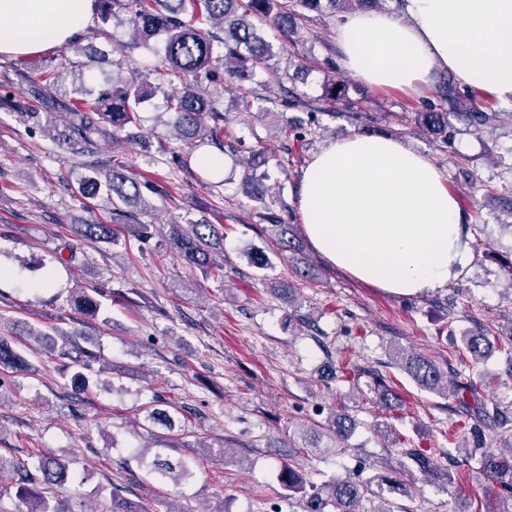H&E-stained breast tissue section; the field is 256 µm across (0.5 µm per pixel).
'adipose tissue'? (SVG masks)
<instances>
[{
	"instance_id": "obj_1",
	"label": "adipose tissue",
	"mask_w": 512,
	"mask_h": 512,
	"mask_svg": "<svg viewBox=\"0 0 512 512\" xmlns=\"http://www.w3.org/2000/svg\"><path fill=\"white\" fill-rule=\"evenodd\" d=\"M94 0H0V54L59 47ZM340 65L368 85L414 89L438 72L512 104V0H400L335 29ZM297 206L311 246L355 280L403 296L446 287L467 263L458 201L439 167L379 136L330 140L303 171Z\"/></svg>"
}]
</instances>
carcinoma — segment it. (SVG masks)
<instances>
[{
    "instance_id": "1",
    "label": "carcinoma",
    "mask_w": 512,
    "mask_h": 512,
    "mask_svg": "<svg viewBox=\"0 0 512 512\" xmlns=\"http://www.w3.org/2000/svg\"><path fill=\"white\" fill-rule=\"evenodd\" d=\"M382 0H99L103 23L126 15L130 43L147 45L162 36V47L157 62L145 67L143 75L127 79L120 74L112 76L97 94L80 99L62 100L52 94L51 76L62 71L84 66L79 57L85 49L67 43L59 62L52 69L39 70L28 75L31 92L43 106L41 112H31L25 120L43 124L53 142L77 153H90L106 138L124 141L131 146H142L145 139L139 134L140 106L155 92L164 90L174 81L180 89L165 94L171 137L180 142L175 163L188 168L193 153L203 148H215L221 153L233 154L236 148L224 142V123L227 113L205 91L204 83L241 81L257 71L271 68L275 56L272 42L260 34L256 26L246 20L253 16L275 32L281 49L295 44V36L307 19V12L336 11L341 5H356L361 9L377 8ZM434 102L424 104L415 113L417 127L431 134H448L450 118L466 125V129L480 131L498 122L499 113L477 100V95L462 93L454 77L442 73L437 77ZM321 101L336 105L348 101L344 81L336 75L325 78ZM271 155L265 146L252 150L249 156L237 160L243 168L241 192L262 205L260 217L281 237L282 251H288V225L265 201L257 185L270 177ZM77 192L91 198L105 191L112 198L111 223L71 225L75 237L90 244L117 243L125 233L141 237L149 225L132 223L130 207L139 205L148 209L142 183L130 166L118 159L108 165L96 162L86 165L85 172L76 180ZM164 236L187 264L210 276L224 265L216 262L215 254L224 253V231L206 219L188 224L164 225ZM54 262L66 267L76 260L70 242L64 241L53 251ZM72 297L78 309L95 319L101 312V302L94 288H75ZM28 335L39 341V347L24 354L17 350L8 337L0 334V370L10 368L19 373H33V359L51 350L45 343L50 333L30 327ZM461 350L479 362L495 350L494 342L482 332H471L460 337ZM396 360L420 389L438 395L453 396L473 418L469 431L454 441V455L465 457L479 466V470L497 487V498L504 504L498 512H512V454L498 455L486 450L482 439L483 428L500 429L509 434L512 448V401L505 404L498 397L482 399L478 383L468 381L448 387V372L434 360L418 352L398 349ZM100 357L92 352H80L74 357L72 379L82 386L89 385L92 376H101L106 367L93 368ZM147 475L157 481L180 486L193 477V461L188 456L175 460L164 449L139 446L134 449ZM406 457L423 472L437 475L430 465V457L418 448L404 451ZM69 466L54 456L40 455L34 469L12 457L0 454V477L18 474L21 486L18 496L25 512H66L62 502L47 495L54 486L66 480ZM279 482L288 498L300 496L305 512H363V500L384 499V493H408L409 485L401 477L381 476L360 482L353 477L325 483L320 486L306 481L290 465L280 467Z\"/></svg>"
}]
</instances>
